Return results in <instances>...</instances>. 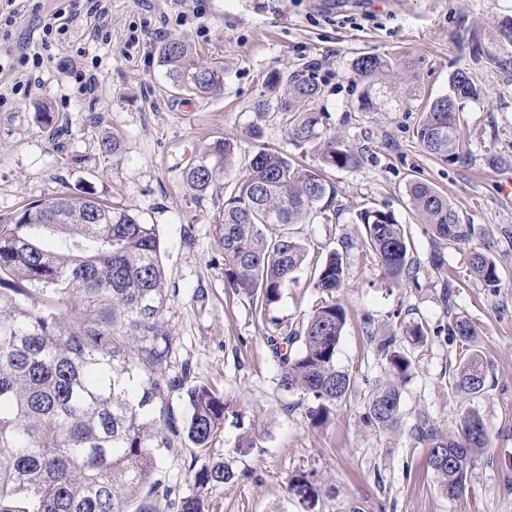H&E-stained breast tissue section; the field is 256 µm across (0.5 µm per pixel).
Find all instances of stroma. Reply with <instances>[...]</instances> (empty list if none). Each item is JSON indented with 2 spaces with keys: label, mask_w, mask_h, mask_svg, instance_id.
I'll return each mask as SVG.
<instances>
[{
  "label": "stroma",
  "mask_w": 512,
  "mask_h": 512,
  "mask_svg": "<svg viewBox=\"0 0 512 512\" xmlns=\"http://www.w3.org/2000/svg\"><path fill=\"white\" fill-rule=\"evenodd\" d=\"M196 6L204 36L181 20ZM507 17L512 0H112L111 43L92 40L86 25L72 28L41 85L0 108V216L66 193L97 196L154 225L169 294L163 322L173 338L167 376L204 383L245 414L263 412L259 446L248 454L236 452L231 426L206 452L185 443L165 454L174 496L195 493L192 474L224 462L243 478L204 489L209 512H303L288 480L312 468L347 494L385 504L386 512H512V195L500 189L512 180V70L475 60L457 40L469 28L489 47L497 22ZM133 30L140 49L129 57L124 45ZM166 39L188 41L201 64L219 69L221 91L198 98L172 89L158 58ZM361 55L401 62L377 84L373 112L362 111L365 86L351 70ZM75 61L98 62L93 95H81L71 78ZM273 70L314 78L322 87L314 109L324 129L360 157L352 169L326 173L336 188L335 218L296 227L316 251L345 252L349 269L336 295L347 312L336 364L349 371L355 391L321 428L310 426L303 395L279 389L280 363L268 343L296 329L318 300L311 267L283 288L266 319H257L251 298L224 288L215 235L221 191L201 196L184 180L186 168L221 137L239 146L233 167L220 176L224 183L245 175L249 154L261 144L318 166L319 144L294 146L280 126L266 122L261 139L250 136L253 105ZM459 70L483 94L460 115V157L444 160L423 152L413 132L422 102L446 93ZM114 138L117 150L104 151ZM413 179L434 185L473 225L470 245L435 239L416 220L406 195ZM369 207L393 212L403 224L419 262L418 287L388 285L362 249L357 215ZM472 246L496 261L497 288L471 277ZM437 250L445 258L439 271L429 262ZM458 313L475 325L488 367L486 387L473 399L455 397L449 385L462 358L448 334ZM366 316L389 333L413 321L427 332L426 343L412 349L414 368L402 385L404 426L385 433L361 422L370 384L384 374L370 351ZM468 408L480 414L492 444L463 499L451 502L408 427L423 412L450 435Z\"/></svg>",
  "instance_id": "35a3bbf8"
}]
</instances>
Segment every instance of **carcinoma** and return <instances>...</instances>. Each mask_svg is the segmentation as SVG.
Returning a JSON list of instances; mask_svg holds the SVG:
<instances>
[{"label":"carcinoma","mask_w":512,"mask_h":512,"mask_svg":"<svg viewBox=\"0 0 512 512\" xmlns=\"http://www.w3.org/2000/svg\"><path fill=\"white\" fill-rule=\"evenodd\" d=\"M512 18L498 27L499 48H482L471 35L472 52L490 65H512ZM161 66L171 86L205 98L223 86L221 72L195 61L184 40L164 43ZM394 69L391 61L362 55L352 71L365 82L362 110H375L371 91L377 77ZM269 88H283L273 98L255 103L256 117L279 124L301 145L321 141V165L307 167L272 148L261 147L248 161L246 175L225 190L222 218L215 225L224 256V287L233 295L262 297L267 310L282 289L309 263L310 243L290 230L302 224L336 189L324 178L327 168L358 165L356 152L322 128L313 111L319 83L300 75L270 72ZM481 91L463 70L449 79L448 93L425 103L414 131L421 148L441 158L459 156L457 125L466 102ZM234 144L217 139L185 172L187 185L199 195L215 185L234 157ZM406 193L414 214L432 235L467 245L473 235L448 198L433 185L413 179ZM362 247L372 253L393 284H418L403 225L394 213L365 208ZM474 277L485 286L499 284L496 263L476 248L469 250ZM349 271L343 255L331 251L314 268V288L321 301L298 329L278 340L298 344L280 356L278 385L308 400L309 423L321 428L334 417L338 403L349 398L354 381L336 366L337 348L347 314L336 301ZM168 300L160 240L155 225L144 224L127 210L95 197L58 195L0 217V512H153L143 490L167 494L160 478L165 452L183 441L206 451L227 421L240 430L236 448L257 447L255 424L245 425L233 400L204 384L185 387L187 375L169 378L165 368L172 337L162 322ZM367 338L378 358L386 360V378L365 396L362 420L378 432L403 423L400 385L410 376L412 361L396 334L376 336L364 319ZM461 347L472 346L478 332L464 316L448 326ZM151 367L139 372V363ZM486 365L471 351L450 381L455 394L476 396L484 390ZM185 391V411L177 412L167 394ZM410 435L428 448L427 464L450 501L462 499L476 461L490 448L491 437L481 416L472 410L459 421L457 433L444 435L426 414L417 416ZM238 475L225 463L197 470L198 488L228 484ZM306 485L320 497L339 498L317 470L300 471L290 487ZM178 512H207L197 493L179 501ZM336 512H377L364 498L344 499Z\"/></svg>","instance_id":"carcinoma-1"}]
</instances>
